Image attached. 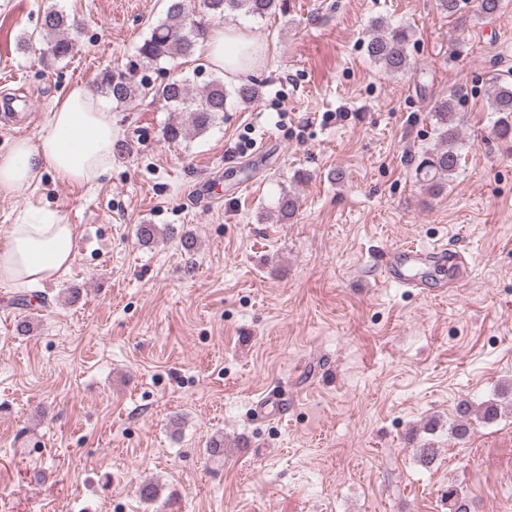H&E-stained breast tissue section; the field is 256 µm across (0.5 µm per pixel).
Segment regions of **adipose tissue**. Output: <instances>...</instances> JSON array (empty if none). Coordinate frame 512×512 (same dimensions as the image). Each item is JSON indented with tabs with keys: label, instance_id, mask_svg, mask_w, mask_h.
Listing matches in <instances>:
<instances>
[{
	"label": "adipose tissue",
	"instance_id": "1",
	"mask_svg": "<svg viewBox=\"0 0 512 512\" xmlns=\"http://www.w3.org/2000/svg\"><path fill=\"white\" fill-rule=\"evenodd\" d=\"M255 46L250 32L228 20L213 27L201 43L205 63L231 79L242 67L225 53L228 44ZM112 113L86 85L72 86L51 113L37 142L17 140L0 155V195L10 196L39 182L43 174L76 186H89L112 164ZM74 225L46 216L5 230L0 246V285L20 291L55 283L70 271L76 252Z\"/></svg>",
	"mask_w": 512,
	"mask_h": 512
}]
</instances>
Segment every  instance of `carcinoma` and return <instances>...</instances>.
<instances>
[{
    "instance_id": "cac0c4a2",
    "label": "carcinoma",
    "mask_w": 512,
    "mask_h": 512,
    "mask_svg": "<svg viewBox=\"0 0 512 512\" xmlns=\"http://www.w3.org/2000/svg\"><path fill=\"white\" fill-rule=\"evenodd\" d=\"M278 0H199V9L187 6V0H169L165 15L154 24L137 47L136 60L121 71H105L96 82V91L118 103L132 100L140 94L151 93L176 112L185 113V121L172 123L165 130L169 141H177L194 130L202 132L224 117L228 99L250 103L258 97L257 80L227 87L224 80L215 77L200 88L181 74H170L155 84L146 75H139L141 65L158 66L162 62L194 54L200 40L208 33L213 21H222L228 13H239L252 18H263L277 9ZM40 35L47 41V49L55 59L69 57L77 43L79 27L53 8L43 16ZM408 31L392 27L382 21L371 25L366 38V51L371 60L389 73L404 72L409 68ZM491 109L498 113L493 134L500 140L512 139V84L496 83L491 97ZM439 146L424 153L415 168L417 179L432 191L442 190L452 181L461 160L460 131L463 116L456 112L455 95L439 100L434 106ZM296 212V199L291 195L279 198L277 221L288 223ZM456 423L451 432L461 442L470 432L473 407L462 399L456 406Z\"/></svg>"
}]
</instances>
